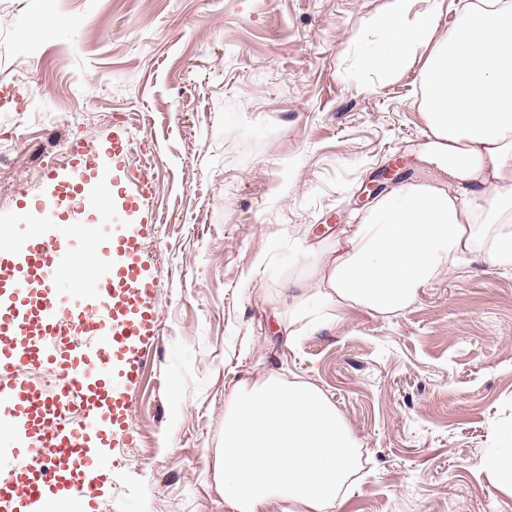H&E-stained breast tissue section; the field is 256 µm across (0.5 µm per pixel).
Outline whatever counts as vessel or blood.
<instances>
[{"label": "vessel or blood", "mask_w": 512, "mask_h": 512, "mask_svg": "<svg viewBox=\"0 0 512 512\" xmlns=\"http://www.w3.org/2000/svg\"><path fill=\"white\" fill-rule=\"evenodd\" d=\"M123 129L104 159L70 161L47 175L42 231L25 220L0 231V512H38L46 493L91 501L88 480L111 476L99 448L124 442L127 394L153 348L156 313L141 240L149 188L124 165ZM65 197L72 224L95 221L117 261L80 278L51 202Z\"/></svg>", "instance_id": "obj_1"}]
</instances>
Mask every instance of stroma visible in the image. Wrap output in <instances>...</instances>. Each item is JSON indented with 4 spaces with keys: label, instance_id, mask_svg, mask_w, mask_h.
I'll return each mask as SVG.
<instances>
[{
    "label": "stroma",
    "instance_id": "obj_1",
    "mask_svg": "<svg viewBox=\"0 0 512 512\" xmlns=\"http://www.w3.org/2000/svg\"><path fill=\"white\" fill-rule=\"evenodd\" d=\"M388 2L0 0V220L42 199L60 143L94 156L116 127L150 186L159 342L96 512H224L231 390L278 369L360 445L339 512H512L478 466L512 432V273L476 260L402 312L283 337L306 247L369 212L381 167L415 174L417 76L364 63Z\"/></svg>",
    "mask_w": 512,
    "mask_h": 512
}]
</instances>
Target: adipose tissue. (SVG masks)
Returning a JSON list of instances; mask_svg holds the SVG:
<instances>
[{
  "label": "adipose tissue",
  "mask_w": 512,
  "mask_h": 512,
  "mask_svg": "<svg viewBox=\"0 0 512 512\" xmlns=\"http://www.w3.org/2000/svg\"><path fill=\"white\" fill-rule=\"evenodd\" d=\"M415 2L389 0L368 64L398 74L430 46L415 153L428 178L381 196L335 250L307 248L311 282L294 297L297 318L347 307L395 314L475 259L512 271V0H471L441 37L434 10ZM358 459L336 406L312 383L278 372L239 383L224 417V512H339Z\"/></svg>",
  "instance_id": "1"
}]
</instances>
